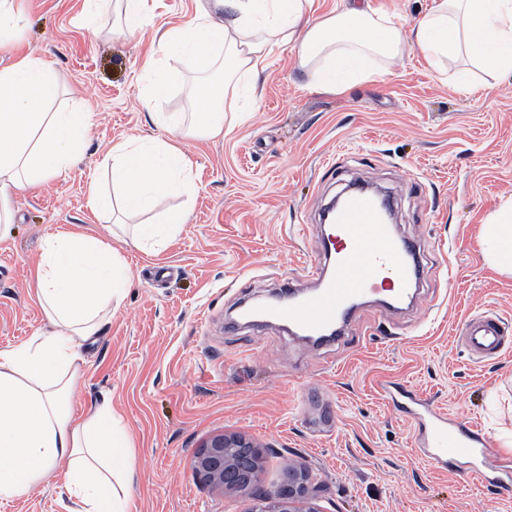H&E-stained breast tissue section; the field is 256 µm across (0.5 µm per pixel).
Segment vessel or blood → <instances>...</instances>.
Segmentation results:
<instances>
[{
  "mask_svg": "<svg viewBox=\"0 0 512 512\" xmlns=\"http://www.w3.org/2000/svg\"><path fill=\"white\" fill-rule=\"evenodd\" d=\"M325 250L326 268H311L315 290L302 297H289L274 307H255V316H272L304 335L319 338L341 329L356 300L387 291L403 299L418 283L419 260L415 248L394 238L384 222V210L376 195L361 188L349 189L338 203ZM512 324L499 316L482 314L467 319L461 337L470 353L479 358L501 354ZM391 402L416 426L417 452L434 468L449 469L462 463L478 482L512 485V464L486 461L489 444L477 424L449 414L419 400L412 390L396 380L387 381Z\"/></svg>",
  "mask_w": 512,
  "mask_h": 512,
  "instance_id": "1",
  "label": "vessel or blood"
}]
</instances>
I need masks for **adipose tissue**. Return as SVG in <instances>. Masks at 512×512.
Wrapping results in <instances>:
<instances>
[{
    "mask_svg": "<svg viewBox=\"0 0 512 512\" xmlns=\"http://www.w3.org/2000/svg\"><path fill=\"white\" fill-rule=\"evenodd\" d=\"M119 33L150 36L155 51L144 70L145 105L163 98L180 75L169 59L203 69L223 64L224 79L193 95L191 114L154 112L168 140L125 139L108 153L111 190L90 180L87 204L110 219L105 233L61 230L47 235L33 286L48 329L0 350V498L20 499L55 474L64 477L69 512H129L131 444L110 405L78 414L71 398L80 348L119 305L132 271L111 238L128 235L143 251L160 253L182 230L187 212L173 197H193L192 161L181 142L226 137L251 110L256 81L274 49L291 46L308 69L309 89L343 92L376 75L377 59L394 60L414 49L441 65L462 59L496 77L512 74V0H435L410 31L397 15L370 0H340L317 17L312 0H210L188 24L150 29L149 0H124ZM59 74L44 58L16 56L0 67V225L14 214L10 201L28 187L58 179L82 152L89 132L85 103L54 108ZM145 215L125 227L115 210ZM484 253L512 273V201L494 217L481 242Z\"/></svg>",
    "mask_w": 512,
    "mask_h": 512,
    "instance_id": "ef3b65f1",
    "label": "adipose tissue"
}]
</instances>
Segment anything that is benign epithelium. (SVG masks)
<instances>
[{
  "mask_svg": "<svg viewBox=\"0 0 512 512\" xmlns=\"http://www.w3.org/2000/svg\"><path fill=\"white\" fill-rule=\"evenodd\" d=\"M259 458L253 443L239 436H221L202 447L192 467L214 491L251 490L257 486ZM314 491L304 474L290 467L274 493L255 495L259 503L254 512H316L309 506Z\"/></svg>",
  "mask_w": 512,
  "mask_h": 512,
  "instance_id": "benign-epithelium-1",
  "label": "benign epithelium"
}]
</instances>
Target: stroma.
<instances>
[{
  "label": "stroma",
  "mask_w": 512,
  "mask_h": 512,
  "mask_svg": "<svg viewBox=\"0 0 512 512\" xmlns=\"http://www.w3.org/2000/svg\"><path fill=\"white\" fill-rule=\"evenodd\" d=\"M27 24L13 54L52 62L59 102H86L89 142L55 181L12 199L0 239V350L46 320L32 287L45 236L102 229L88 207L91 178L105 179L113 143L166 138L150 111L187 112L185 83L146 108L140 98L147 43L113 34L115 11L82 26L85 0H23ZM345 93L306 88L295 52L275 50L250 119L224 139L190 140L197 175L181 233L157 256L119 251L133 282L87 342L74 390L78 407L110 402L132 438L130 512H252L249 493L218 494L194 472L201 446L239 434L260 446L259 481L280 486L305 470L317 512H512V486L483 487L465 467L433 468L414 447V425L385 397L398 379L442 411L477 423L491 457L512 430V350L473 358L462 323L483 312L512 321V276L483 254L489 217L512 200V79L481 76L464 94L460 63L434 69L409 50ZM393 192L396 232L424 250L409 308L360 305L339 341L311 346L278 325L231 327L236 306L283 283L311 287L323 259L321 213L344 183ZM61 479L0 512H66Z\"/></svg>",
  "instance_id": "35a3bbf8"
}]
</instances>
